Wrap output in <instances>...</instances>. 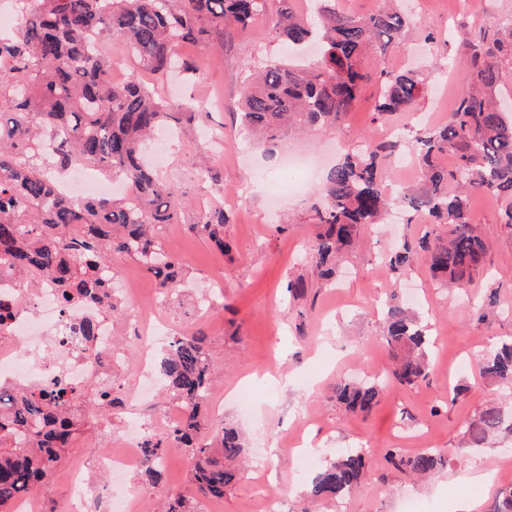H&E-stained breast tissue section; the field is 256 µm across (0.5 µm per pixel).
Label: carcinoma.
<instances>
[{
  "mask_svg": "<svg viewBox=\"0 0 512 512\" xmlns=\"http://www.w3.org/2000/svg\"><path fill=\"white\" fill-rule=\"evenodd\" d=\"M22 17L7 40L0 39V262L17 276H39L58 289L62 307L90 305L118 314L111 300L108 252L135 259L164 288L182 275V266L161 247L154 228L176 223L187 206L181 187L161 179L144 158L142 144L161 127L182 121L181 113L138 80L114 84L112 57L96 40L118 38L146 68L164 75L176 65L196 74L200 65L180 59L185 43L204 44L224 36L228 26L247 27L266 10L267 0H14ZM412 18L385 8L360 17L338 10L336 0H320L315 15L278 12L275 37L300 46L319 36L323 53L312 69L266 66L251 82L240 104L241 126L266 141L278 140L287 125L326 129L351 111L367 75L359 66L363 51L383 53L400 44ZM473 77L448 123L415 139L425 187L404 191L406 212H424L448 225V237L428 249L434 276L452 287L470 282L484 262L486 238L470 221V200L491 193L505 200L502 224L512 229V124L506 107L491 93L500 63L512 60V22L493 32L464 36ZM11 59L8 65L3 59ZM372 121L383 123L411 107L425 89L412 69H382ZM394 145L367 139L361 152L336 164L323 185V200L312 204L319 231L312 245L318 275L336 278V262L366 224L383 219L389 200L379 170L380 157ZM452 152L454 165L440 157ZM62 170L101 165L128 186L121 198L81 201L56 194L45 161ZM224 209L202 212L195 227L221 252ZM383 338L392 352V382L414 386L429 376L428 330L392 293L386 303ZM210 354L201 336H175L159 359L166 395L186 414L173 429L142 442L143 474L158 491L161 512H196L192 499L160 486L159 466L168 451H185L194 497L220 500L235 485L246 441L237 428L215 423L202 412L212 381ZM484 377L512 383V340L492 344L482 361ZM382 386L372 380L336 385L346 410L368 412ZM88 403L96 415H112L123 403L114 375L106 372L83 390L56 378L15 393L0 390V512L45 486L81 431L72 407ZM512 433V418L490 406L466 434L476 446L499 433ZM362 448L318 469L309 479V506L351 496L366 474ZM441 457L431 449L402 456L395 465L413 477L434 470Z\"/></svg>",
  "mask_w": 512,
  "mask_h": 512,
  "instance_id": "carcinoma-1",
  "label": "carcinoma"
}]
</instances>
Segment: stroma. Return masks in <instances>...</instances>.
I'll return each instance as SVG.
<instances>
[{
    "label": "stroma",
    "instance_id": "obj_1",
    "mask_svg": "<svg viewBox=\"0 0 512 512\" xmlns=\"http://www.w3.org/2000/svg\"><path fill=\"white\" fill-rule=\"evenodd\" d=\"M305 0H270L271 10L245 28L231 29L223 44H185L182 57L203 61L198 77L143 72L139 59L121 40L109 50L121 61V73L142 71L144 81L184 119L166 146L158 174L180 183L190 204L178 223L162 225L163 249L178 259L185 278L169 293L166 317L180 329L206 337L217 374L210 392L223 399L225 423L237 426L247 440L244 473L222 500L208 502L209 512H266L264 496L279 500V512H300L305 479L334 458L340 448L369 451L365 478L342 501L319 502L316 512H452L464 496L477 500L476 512H497L499 475L512 458V436L501 435L474 446L465 425L491 405L512 409L504 388L479 375L480 362L491 344L512 339V230L504 228L502 199L475 195L470 219L489 241L482 268L461 293L444 289L433 277L425 252H417L403 275L390 269L389 255L420 238L444 237L448 227L430 223L423 214L411 223L363 227L335 282L312 274L311 242L317 231L310 206L318 194L311 185L290 195L283 168L288 153L322 156L336 164L364 137L379 136L371 121L378 93L368 81L351 112L333 130L289 132L269 145L244 132L239 104L248 80L260 67L286 62L299 65L272 31L274 11L287 4L302 12ZM418 23L409 25L400 45L379 54L367 50L363 71L375 73L413 68L427 78L428 90L410 113H396L402 125L399 153L412 152L422 125H407L408 114H433L443 125L453 112L461 79L471 67L458 50L462 33L497 25L512 14V0H411ZM434 41H427V33ZM210 127L224 130V155L215 157L206 136ZM213 158L219 179L199 176L203 158ZM224 206L230 222L224 227L228 252L218 251L194 225L203 208ZM114 290H130L142 298L159 292L158 281L127 255L111 253ZM223 280L213 298L208 320L191 319L192 308L210 277ZM303 279L304 292L291 295L289 281ZM405 297L409 307L431 330L428 379L408 387L388 380L392 360L381 339L384 304L391 292ZM496 304L484 320L475 313L488 298ZM288 373V387L267 390L273 371ZM376 379L384 384L378 405L366 415L345 410L335 396L340 379ZM467 385L455 394V385ZM254 392L249 413H242L237 393ZM128 414L92 421L63 459L53 481L32 496L42 512H63L71 488L67 472L72 459L89 458L91 449L107 438H120ZM435 449L442 457L425 478L414 480L393 466L390 453L410 456ZM491 473L486 484L471 483L474 472Z\"/></svg>",
    "mask_w": 512,
    "mask_h": 512
}]
</instances>
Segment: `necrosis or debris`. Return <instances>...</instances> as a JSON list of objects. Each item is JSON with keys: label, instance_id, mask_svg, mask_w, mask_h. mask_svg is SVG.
Masks as SVG:
<instances>
[{"label": "necrosis or debris", "instance_id": "necrosis-or-debris-1", "mask_svg": "<svg viewBox=\"0 0 512 512\" xmlns=\"http://www.w3.org/2000/svg\"><path fill=\"white\" fill-rule=\"evenodd\" d=\"M165 295H156L151 303L135 302L133 316L138 324L136 341L141 350L135 389L143 394L157 390L162 379L157 371V354L172 338L169 326L151 322L146 314L161 306ZM0 301L11 313L6 326H0V380L26 388L33 384L63 378L71 386L81 387L98 377L102 365H122L125 353L114 342L111 318L98 308L77 306L62 310L56 288L41 279L22 288L12 277L0 275ZM86 317L96 319L99 333L93 341L78 335V322ZM126 451L111 447L99 450V456L111 484L97 489L91 482L83 462H75L69 472L71 499L66 512H142L143 504L134 491L118 488V479L131 469L143 468L145 462L140 445L148 434L169 430V423L157 419L149 423L131 421Z\"/></svg>", "mask_w": 512, "mask_h": 512}]
</instances>
